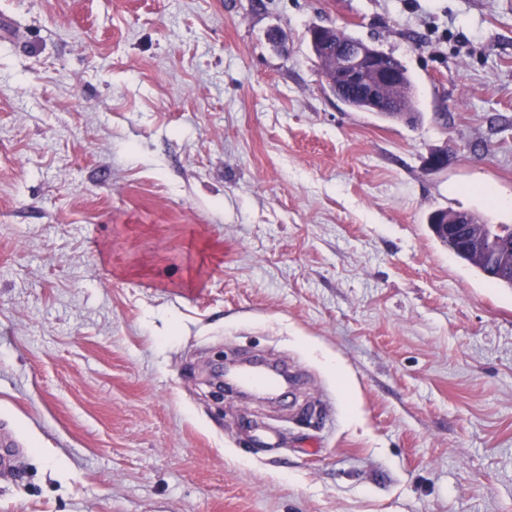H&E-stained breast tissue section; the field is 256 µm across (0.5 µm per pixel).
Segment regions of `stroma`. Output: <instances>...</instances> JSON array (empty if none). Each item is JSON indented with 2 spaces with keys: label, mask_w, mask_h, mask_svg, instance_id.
Segmentation results:
<instances>
[{
  "label": "stroma",
  "mask_w": 512,
  "mask_h": 512,
  "mask_svg": "<svg viewBox=\"0 0 512 512\" xmlns=\"http://www.w3.org/2000/svg\"><path fill=\"white\" fill-rule=\"evenodd\" d=\"M0 15V512H512V288L428 225H512V0ZM320 24L418 125L328 91ZM220 356L288 393H218ZM328 28L329 26L323 25L313 26L308 31V37L313 51L319 49L330 64L325 78L330 81L331 88L335 92L346 87L352 88L357 92L360 101L376 111L381 110L385 105L384 90L404 86L406 73L388 62V54L384 51L366 44H357L355 41H362L336 26V40L354 42L338 43L331 38L320 41L324 30ZM386 96L403 99L399 110L405 111L408 119L402 122L411 125L417 123L420 112L416 111L412 95L406 94L404 88L395 91L388 89ZM452 210L445 211H436L432 215V222H429V226L431 228L434 236L451 251L456 257H458L464 263L470 265L475 268L481 274H483L486 278L493 281L494 283L505 287L512 288V281L509 275L504 274L503 279L497 277L498 272L495 269L507 270L511 266V255L507 254L505 257H502L498 254L494 261H491L488 258V255L485 253H471L468 251L459 250L453 243L441 237L435 229L433 228V224H436L435 227L441 232L448 235L452 234L456 237L458 241L463 243L465 246L469 245V241L471 239V224H474L471 214L466 211H454L448 212ZM478 224H474L473 232L481 237L485 235L491 234L492 226L491 224H481V218L477 216ZM506 275V276H505Z\"/></svg>",
  "instance_id": "stroma-1"
}]
</instances>
